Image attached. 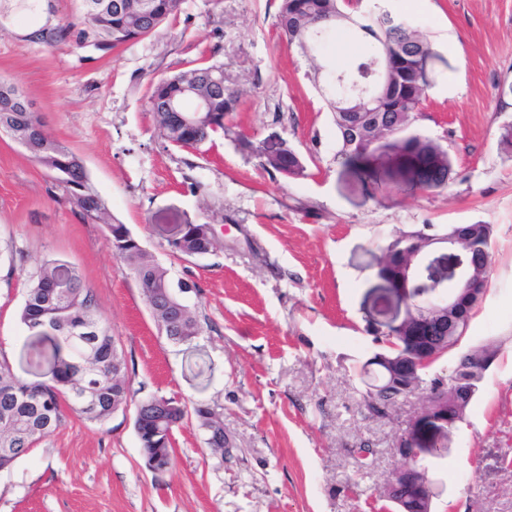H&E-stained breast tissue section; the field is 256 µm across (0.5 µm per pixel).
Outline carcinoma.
Here are the masks:
<instances>
[{
	"mask_svg": "<svg viewBox=\"0 0 512 512\" xmlns=\"http://www.w3.org/2000/svg\"><path fill=\"white\" fill-rule=\"evenodd\" d=\"M80 15L86 28L79 37L93 38L95 45L105 49L139 41L154 33L161 23L152 21L158 13L169 19L180 9L183 0H140L137 15L127 16L116 9L118 0H79ZM359 0H280L277 26L287 42L302 49L307 55L314 87L319 92L329 89L325 95L336 127V151L333 162L339 167L355 166L366 173L375 168L374 149L364 140L347 136L344 121L350 113L341 111L340 103L347 98L345 89L336 86L334 76H343L350 88L369 81V74L376 71L384 49L394 41L421 44L440 58L428 36L420 29L391 14L386 9L378 13L358 14ZM341 28H353L362 33L366 50L348 67L342 69L329 64L321 55L307 54L301 38L314 30L321 35L313 41L319 48ZM73 37L72 26H59L44 36L33 33V40L54 46ZM396 78L388 89L375 90L374 108L381 114L401 113L402 127L394 128L385 148L396 151L404 158L405 166L414 170L418 185L425 191L448 186L453 177L452 157L446 166L435 168L431 158L441 146L437 140L414 130L418 117L422 116L426 92L421 60L411 56L395 61ZM209 71L224 80V66L201 63L157 82L151 96L168 94L184 105L183 86L188 84L199 94L209 93V86L194 83V73ZM241 92L234 87L220 88L212 98L210 111L216 113L204 126L193 133L183 129L175 112H155L153 117L161 137L169 144L184 149H196L211 141L224 130V113L235 111ZM27 140L30 157L49 172L57 175L64 184L71 203L83 218L101 223L108 229V237L130 230L124 224L112 223L105 201L91 183L82 159L69 148L49 137L39 117L32 112L0 111V130ZM296 151L284 145L278 155V163L262 162L285 178L297 179L306 175V168L299 167ZM447 233L457 234L469 241L473 257L484 258L491 250L494 225L483 222L456 224ZM417 231L402 232L389 240L383 255L399 258L403 249L412 243ZM214 232L209 224H192L180 243L171 251L183 256H200L214 248ZM114 255L131 271L142 289L147 306L155 305L148 294L149 288H167L176 305L190 309L181 295L189 291V285L173 281L167 269L149 259L147 253L131 240L123 245H112ZM20 321L32 336L44 338L54 333L56 342L50 358L47 379L26 382L18 379L8 365L0 363V466L12 465L42 438L58 429L66 419L68 408L78 416L101 423L111 417L117 406L127 400L128 387L113 384L114 371L125 372V360L119 352L113 336L97 313L93 294L82 284L74 267L58 260L43 263L28 279ZM202 333V326L194 313L172 331L164 332L174 344H189ZM489 345H482L462 353L448 373H436L425 381L435 390L443 384L460 379L464 370L475 365L477 356L485 353ZM481 381L465 383L460 389L469 394V400L448 401V414L463 419L480 389ZM399 391L382 395L370 394L363 398L367 414L380 417L379 408L395 403ZM199 426L207 434L206 444L216 454H224V421L220 413L203 403L192 407ZM140 415L145 423L137 428L140 447L154 449L152 458L159 466L170 469L174 464L173 438L178 427L177 419L165 417L164 398L153 397L140 403Z\"/></svg>",
	"mask_w": 512,
	"mask_h": 512,
	"instance_id": "1",
	"label": "carcinoma"
}]
</instances>
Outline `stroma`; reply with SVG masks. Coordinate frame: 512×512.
<instances>
[{
	"instance_id": "stroma-1",
	"label": "stroma",
	"mask_w": 512,
	"mask_h": 512,
	"mask_svg": "<svg viewBox=\"0 0 512 512\" xmlns=\"http://www.w3.org/2000/svg\"><path fill=\"white\" fill-rule=\"evenodd\" d=\"M279 0H184L152 35L103 53L30 33L54 20L81 28L78 0L0 12V79L33 102L46 133L77 153L113 222L126 225L173 279L203 327L192 344L161 334L105 225L84 220L52 174L0 133V361L44 379L50 340L20 322L29 276L60 259L79 271L127 363V407L94 423L76 414L0 471V512H383L378 489L401 459L400 429L424 415L420 396L393 419L361 405L376 332L408 303L377 276L389 238L449 225H493L489 285L456 349L497 357L448 453L419 461L437 485L434 512H512V0H388L444 57L420 133L453 160L448 187L423 191L333 163L336 131L300 49L276 30ZM242 89L224 130L197 150L168 144L149 105L160 79L199 63ZM287 142L307 174L286 179L241 150L239 136ZM178 224H209L213 252L174 255ZM151 397L205 403L224 420L212 455L196 420L175 431L171 469L145 468L134 428ZM372 451L356 474L355 451Z\"/></svg>"
}]
</instances>
